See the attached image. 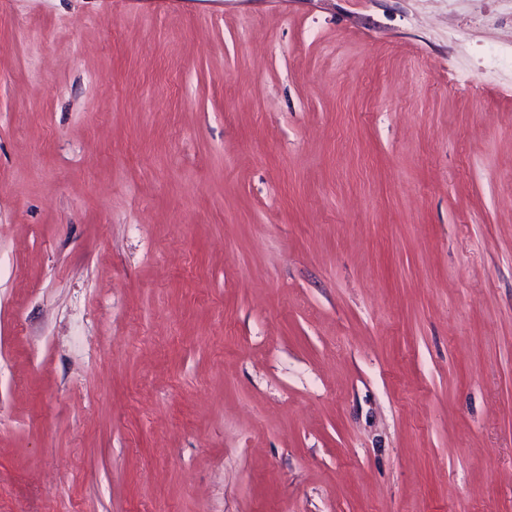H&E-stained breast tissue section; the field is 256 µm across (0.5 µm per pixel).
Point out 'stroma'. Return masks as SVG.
<instances>
[{
	"instance_id": "stroma-1",
	"label": "stroma",
	"mask_w": 512,
	"mask_h": 512,
	"mask_svg": "<svg viewBox=\"0 0 512 512\" xmlns=\"http://www.w3.org/2000/svg\"><path fill=\"white\" fill-rule=\"evenodd\" d=\"M0 512H512V0H0Z\"/></svg>"
}]
</instances>
